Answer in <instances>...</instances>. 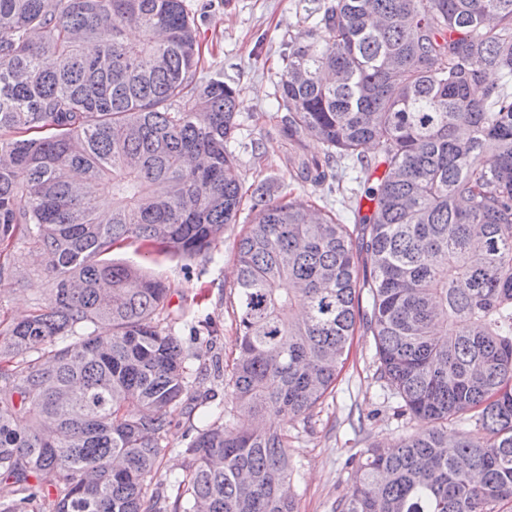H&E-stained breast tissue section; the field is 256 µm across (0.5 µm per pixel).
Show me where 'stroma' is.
<instances>
[{"instance_id":"obj_1","label":"stroma","mask_w":512,"mask_h":512,"mask_svg":"<svg viewBox=\"0 0 512 512\" xmlns=\"http://www.w3.org/2000/svg\"><path fill=\"white\" fill-rule=\"evenodd\" d=\"M203 43L206 72H220L238 92L237 110L242 124L244 149L238 150L236 173L243 186L270 181L273 198L279 202L311 200L337 206L336 194L301 186L294 178L299 155L320 156L324 147L309 138L301 150L281 141L276 128L274 90L284 68L281 60L287 41H309L308 16L324 0H188ZM262 142L267 153L254 160L250 143ZM240 223L230 225L215 247V262L160 258L143 262L135 246L114 249L115 259L144 264L160 274L170 288L171 313L182 316L181 340L200 353V366L207 376L199 393L214 392L223 400L224 388L215 369L232 364L237 355L234 312L237 306L236 243L241 222L249 221L241 211ZM21 278H7L0 287V317L20 318L44 301L48 282L28 255L26 245L13 250ZM210 319L219 330L216 344L195 337L192 327ZM372 336L356 330L348 358L336 387L309 416L291 421L274 420V430L288 433V455L292 470V492L296 512H334L336 501L350 487L351 463L365 449L391 446L415 435L424 422L397 413L399 400L380 379Z\"/></svg>"}]
</instances>
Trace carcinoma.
<instances>
[{"instance_id": "1", "label": "carcinoma", "mask_w": 512, "mask_h": 512, "mask_svg": "<svg viewBox=\"0 0 512 512\" xmlns=\"http://www.w3.org/2000/svg\"><path fill=\"white\" fill-rule=\"evenodd\" d=\"M311 35L275 95L283 138L326 146L295 180L342 193L350 169L369 212L252 188L228 414L161 322L170 288L111 254L214 260L244 196L237 90L203 75L186 0H0V249L50 284L0 320V512H295L288 435L255 422L321 403L359 324L432 429L367 449L336 512L512 503V0H330ZM179 408L198 424L165 477ZM466 413L483 444L448 441Z\"/></svg>"}]
</instances>
